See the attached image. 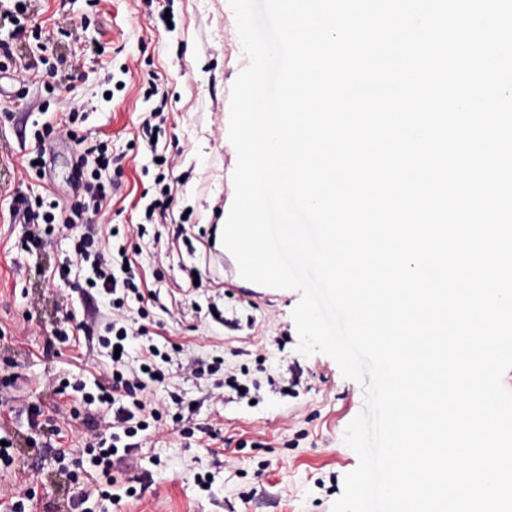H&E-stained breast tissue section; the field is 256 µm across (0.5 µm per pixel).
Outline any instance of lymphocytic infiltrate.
<instances>
[{
  "instance_id": "1",
  "label": "lymphocytic infiltrate",
  "mask_w": 512,
  "mask_h": 512,
  "mask_svg": "<svg viewBox=\"0 0 512 512\" xmlns=\"http://www.w3.org/2000/svg\"><path fill=\"white\" fill-rule=\"evenodd\" d=\"M113 164L104 144L84 148L75 158L76 169H89L90 178L85 185V200L72 204L34 202L26 196H15L9 206L11 223L20 225L21 248L28 255L39 254L48 237L69 232L74 237L76 260L89 262L93 275L87 288L109 297L112 317L106 322L110 347H125L134 336L146 335V327H134L125 312L130 302H137L140 316H147L149 308L160 305L157 292L145 290L143 279L135 261L126 249L108 253L98 238L97 223L104 208L112 200L114 186L105 173ZM156 348H147L138 366L128 365L125 357L112 361V382L99 386L97 395L85 397L84 402L105 420L104 427H91L87 444L93 453L92 463L99 470L95 489L113 504H120L123 496L112 473V459L119 452L122 438H134L160 422L162 414L149 398L153 387L164 384L159 372Z\"/></svg>"
}]
</instances>
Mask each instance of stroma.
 <instances>
[{
  "label": "stroma",
  "instance_id": "stroma-1",
  "mask_svg": "<svg viewBox=\"0 0 512 512\" xmlns=\"http://www.w3.org/2000/svg\"><path fill=\"white\" fill-rule=\"evenodd\" d=\"M26 26L23 39L2 30L0 42L20 57L65 60L72 77L51 89L40 68L0 73V376L16 377L0 384V437L12 439L16 452L11 467H0V494L27 482L34 512H331L358 465L343 434L363 408L362 385L344 378L329 356L299 352L298 291L243 297L225 288L214 252L198 248L201 232L234 199L230 96L249 60L228 0H28ZM158 106L165 121L152 151L137 131ZM47 124L72 135L47 140L40 177L26 158ZM100 142L122 158L112 172L121 187L100 234L126 247L171 311L163 318L151 310L149 333L130 342L127 360L139 364L150 344L183 351L151 394L164 430L132 459L114 462V474L136 496L115 506L93 495L74 511L68 501L88 477L70 478L55 453H84L87 430L74 416L86 413L81 396L95 393L109 367L99 339L112 308L108 298L82 293L91 269L73 261L69 233L53 235L37 256L22 252L8 205L17 192L62 202L82 195L73 155ZM158 155L164 164L155 163ZM162 175L175 196L170 216L146 224L144 238L127 235L128 225L145 224L143 209ZM67 259L72 287H48L52 269ZM197 275L199 288L191 285ZM213 303L223 306V322L209 316ZM69 316L81 330L74 341L56 340ZM216 356L223 374L244 376L248 397L219 394L218 377L200 373ZM64 380L81 383L83 392L61 391ZM177 396L194 410L178 408ZM34 408L54 417L56 435L31 427ZM199 474L208 475L207 485H198Z\"/></svg>",
  "mask_w": 512,
  "mask_h": 512
}]
</instances>
